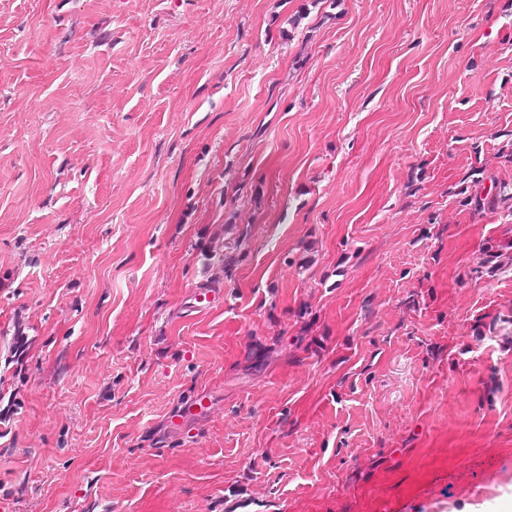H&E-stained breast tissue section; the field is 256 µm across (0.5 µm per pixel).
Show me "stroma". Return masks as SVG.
Instances as JSON below:
<instances>
[{
    "label": "stroma",
    "instance_id": "35a3bbf8",
    "mask_svg": "<svg viewBox=\"0 0 512 512\" xmlns=\"http://www.w3.org/2000/svg\"><path fill=\"white\" fill-rule=\"evenodd\" d=\"M503 182L512 0H0V512H499Z\"/></svg>",
    "mask_w": 512,
    "mask_h": 512
}]
</instances>
